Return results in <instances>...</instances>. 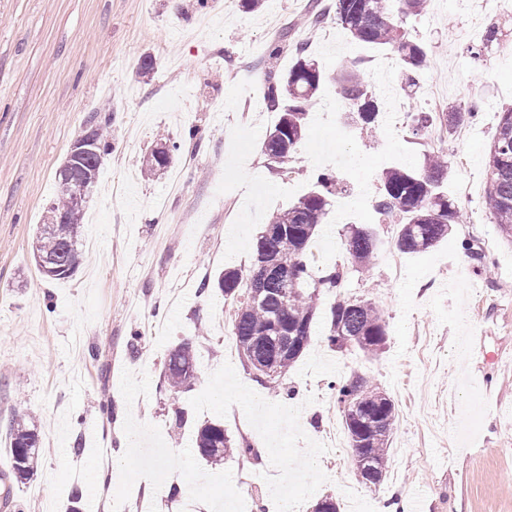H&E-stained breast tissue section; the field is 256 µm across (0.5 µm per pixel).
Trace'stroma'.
Segmentation results:
<instances>
[{
    "mask_svg": "<svg viewBox=\"0 0 512 512\" xmlns=\"http://www.w3.org/2000/svg\"><path fill=\"white\" fill-rule=\"evenodd\" d=\"M329 16L303 29L312 4ZM334 0H266L257 12L239 0H0V512H88L104 503L137 512H177L196 498L198 512L233 506L249 492L248 512H312L333 498L339 512H378L396 497L422 512H512V244L492 224L487 160L498 114L512 105V14L493 0H430L405 27L427 53L416 89L402 81L391 53L350 39L332 15ZM501 31L485 61L469 52L488 25ZM280 70L306 39L327 74L360 62L381 114L373 128L319 116L337 100L334 83L315 96L296 158L270 169L262 151L272 124H253L266 109L263 56L280 36ZM152 56L154 69L139 62ZM451 106L479 101L477 122L445 134L448 196L464 216L435 247L387 261L398 225L373 208L383 171L421 168L430 136L389 125L399 110L433 109V89ZM109 113L110 149L90 198L84 235L95 236L71 278L39 275L31 242L56 197V172L90 114ZM162 140L177 143L172 170L145 176L142 161ZM183 169L172 191L173 169ZM332 172L347 186L309 244V269L346 270L345 292L384 312L388 336L370 357L326 339L333 295L320 294L319 316L302 356L277 390L255 382L239 353H226L233 309L198 292L226 268H246L270 215ZM382 246L369 271L353 266L344 241L351 210ZM492 258L490 274L464 258L463 239ZM196 352V378L179 398L161 386L168 351L182 340ZM364 375L393 401L397 426L380 485L360 482L353 453L320 454L321 439L343 413L331 381ZM253 408H245V399ZM113 416H104L101 400ZM188 418L174 424L176 410ZM33 417L42 453L28 479L7 465V425ZM221 421L251 455L201 460L194 435ZM109 452L107 480L96 491L76 473ZM178 496H171V488Z\"/></svg>",
    "mask_w": 512,
    "mask_h": 512,
    "instance_id": "35a3bbf8",
    "label": "stroma"
}]
</instances>
